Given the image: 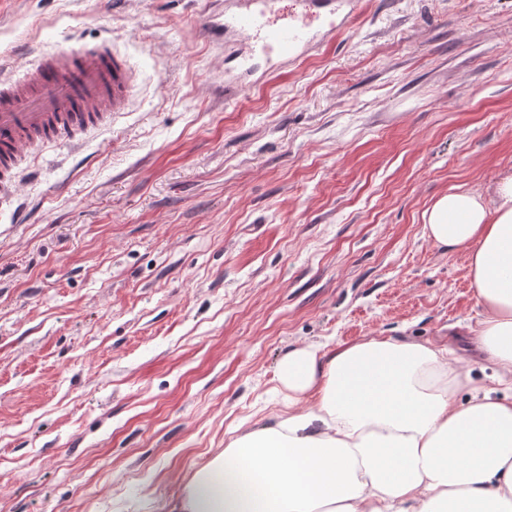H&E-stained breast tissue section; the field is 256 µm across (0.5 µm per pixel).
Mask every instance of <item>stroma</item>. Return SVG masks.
<instances>
[{
  "label": "stroma",
  "mask_w": 512,
  "mask_h": 512,
  "mask_svg": "<svg viewBox=\"0 0 512 512\" xmlns=\"http://www.w3.org/2000/svg\"><path fill=\"white\" fill-rule=\"evenodd\" d=\"M224 0H0V62L105 38L140 82L36 148L0 213V512H171L240 425L288 412L280 359L377 336L476 366L450 188L512 169V0H361L293 62L231 64Z\"/></svg>",
  "instance_id": "obj_1"
}]
</instances>
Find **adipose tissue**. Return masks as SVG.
<instances>
[{
	"label": "adipose tissue",
	"mask_w": 512,
	"mask_h": 512,
	"mask_svg": "<svg viewBox=\"0 0 512 512\" xmlns=\"http://www.w3.org/2000/svg\"><path fill=\"white\" fill-rule=\"evenodd\" d=\"M423 221L434 246L468 252L493 384L430 342L290 350L287 415L229 437L177 512H512V174L488 198L449 190Z\"/></svg>",
	"instance_id": "obj_1"
}]
</instances>
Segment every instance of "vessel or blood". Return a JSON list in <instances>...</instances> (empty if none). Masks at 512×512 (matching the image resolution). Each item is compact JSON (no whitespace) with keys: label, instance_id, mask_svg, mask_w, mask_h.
Returning a JSON list of instances; mask_svg holds the SVG:
<instances>
[{"label":"vessel or blood","instance_id":"b4317fda","mask_svg":"<svg viewBox=\"0 0 512 512\" xmlns=\"http://www.w3.org/2000/svg\"><path fill=\"white\" fill-rule=\"evenodd\" d=\"M275 0H237L209 20L221 38L252 36L269 54L298 59L314 40L311 21L348 22L358 0H306L309 21L274 19ZM137 81L127 60L106 43L38 55L16 76L0 78V203L12 202L28 148L83 141L109 113L126 111Z\"/></svg>","mask_w":512,"mask_h":512}]
</instances>
